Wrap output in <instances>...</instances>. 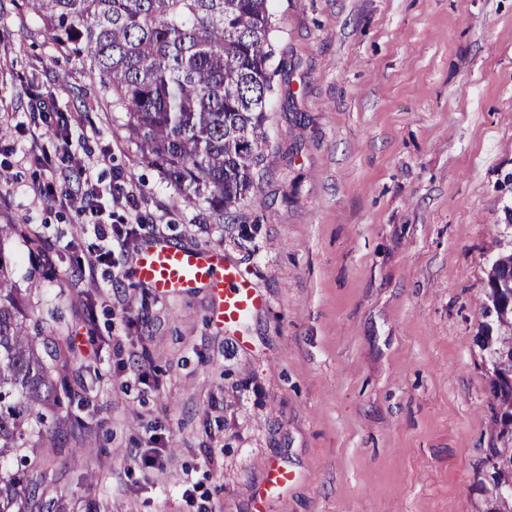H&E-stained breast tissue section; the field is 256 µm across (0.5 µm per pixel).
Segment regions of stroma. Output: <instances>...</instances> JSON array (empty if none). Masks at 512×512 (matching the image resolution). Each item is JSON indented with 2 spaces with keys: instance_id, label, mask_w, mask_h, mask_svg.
<instances>
[{
  "instance_id": "stroma-1",
  "label": "stroma",
  "mask_w": 512,
  "mask_h": 512,
  "mask_svg": "<svg viewBox=\"0 0 512 512\" xmlns=\"http://www.w3.org/2000/svg\"><path fill=\"white\" fill-rule=\"evenodd\" d=\"M0 0V243L51 337H83L68 465L41 485L58 512H255L269 465L296 475L265 512H478L490 429L475 338L493 260L512 252V0H272L278 58L266 160L238 222L184 201L104 105L88 57ZM81 114L74 145L141 192L140 238L237 261L269 305L210 323L208 288L168 299L127 274L87 297L94 243L39 184L83 185L34 96ZM54 269L31 259L30 238ZM160 379L146 385L140 371ZM161 447L163 473L136 453Z\"/></svg>"
}]
</instances>
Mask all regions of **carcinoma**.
Wrapping results in <instances>:
<instances>
[{"instance_id": "cac0c4a2", "label": "carcinoma", "mask_w": 512, "mask_h": 512, "mask_svg": "<svg viewBox=\"0 0 512 512\" xmlns=\"http://www.w3.org/2000/svg\"><path fill=\"white\" fill-rule=\"evenodd\" d=\"M271 0H25L58 45L87 53L98 93L128 115L130 140L184 201L227 224L250 201L264 162L273 78ZM0 247V512H38L31 460L23 452L54 439L69 394L66 350L43 336L24 290ZM484 305L512 296V253L492 264ZM491 392L494 440L478 480L482 512H512V306L485 321L477 338Z\"/></svg>"}]
</instances>
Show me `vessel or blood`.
<instances>
[{
    "mask_svg": "<svg viewBox=\"0 0 512 512\" xmlns=\"http://www.w3.org/2000/svg\"><path fill=\"white\" fill-rule=\"evenodd\" d=\"M134 275L162 297L186 294L195 288H210L216 317L227 329H236L260 313L267 304L260 289L240 267L216 251L179 247L166 239H146L135 260ZM287 468L271 465L263 484L265 496L282 495L293 483Z\"/></svg>",
    "mask_w": 512,
    "mask_h": 512,
    "instance_id": "b4317fda",
    "label": "vessel or blood"
}]
</instances>
